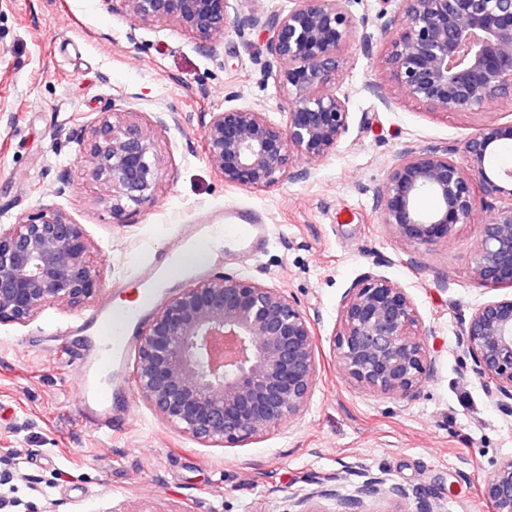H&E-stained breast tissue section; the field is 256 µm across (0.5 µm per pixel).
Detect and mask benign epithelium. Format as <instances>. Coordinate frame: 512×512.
<instances>
[{
  "mask_svg": "<svg viewBox=\"0 0 512 512\" xmlns=\"http://www.w3.org/2000/svg\"><path fill=\"white\" fill-rule=\"evenodd\" d=\"M143 25L172 23L199 47L224 33L232 0H119ZM345 0H289L254 10L237 25L259 28L279 68L273 97L288 104L276 122L262 109L226 107L203 125L210 168L236 188L265 190L305 179L309 164L336 150L349 130V97L336 90L341 51L357 33ZM397 27L387 63L406 96L430 109L475 111L512 100V0H397ZM80 162L112 196V218L149 207L161 180V160L139 122L104 112L79 131ZM512 140V122H489L462 147L407 145L391 162L377 197L383 223L420 249L471 223L478 206L497 207L480 225L473 276L487 289L512 288V170L492 169L497 146ZM438 205L426 214L421 196ZM509 196V203L496 201ZM83 225L56 204H40L12 224H0V325H25L47 308L95 300L102 277ZM339 362L348 377L384 397L412 400L434 371L419 334L411 295L368 274L350 288L341 311ZM463 343L489 397L512 409V296L480 305L464 322ZM318 340L300 300L262 280L220 275L200 279L167 297L141 333L134 382L161 420L208 447L258 440L308 410L317 373ZM353 490L342 494L321 481L289 500L288 512H367L385 496L416 500L418 491L389 482L386 473L352 466ZM482 496L494 512H512V457L485 480Z\"/></svg>",
  "mask_w": 512,
  "mask_h": 512,
  "instance_id": "obj_1",
  "label": "benign epithelium"
}]
</instances>
